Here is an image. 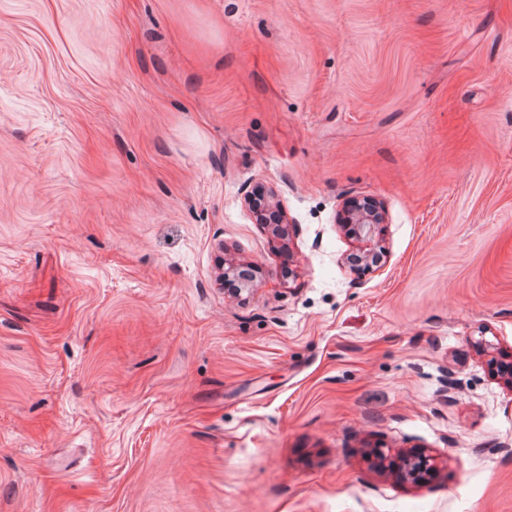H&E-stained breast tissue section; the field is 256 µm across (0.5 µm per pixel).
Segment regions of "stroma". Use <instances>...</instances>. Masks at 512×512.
Returning a JSON list of instances; mask_svg holds the SVG:
<instances>
[{
  "label": "stroma",
  "instance_id": "35a3bbf8",
  "mask_svg": "<svg viewBox=\"0 0 512 512\" xmlns=\"http://www.w3.org/2000/svg\"><path fill=\"white\" fill-rule=\"evenodd\" d=\"M494 359L512 0H0V512H512ZM260 198L265 200L266 205H267L266 211L269 213H268V215L265 213L264 214L261 213L260 215L264 216V218L261 217L260 219H257V215L255 212L254 206H255V200L261 201ZM269 198H270V196H269L268 191L266 190L265 186L261 183L255 184L251 188V190L249 192H247V194H246V200L248 201V204L250 205L251 211L256 216L257 223L258 224H268V226L271 227L270 238L272 241H275L274 238H281V237L285 236L286 229L283 225H281L283 223V220H282L280 211L275 206L272 205ZM269 224H274V225H269ZM348 202L343 212L345 230L359 245V257L366 265H371L381 252L383 235L382 224L386 223V213L379 205L356 201ZM431 459L422 455H407L400 460V469L408 482H422L428 471L434 469Z\"/></svg>",
  "mask_w": 512,
  "mask_h": 512
}]
</instances>
